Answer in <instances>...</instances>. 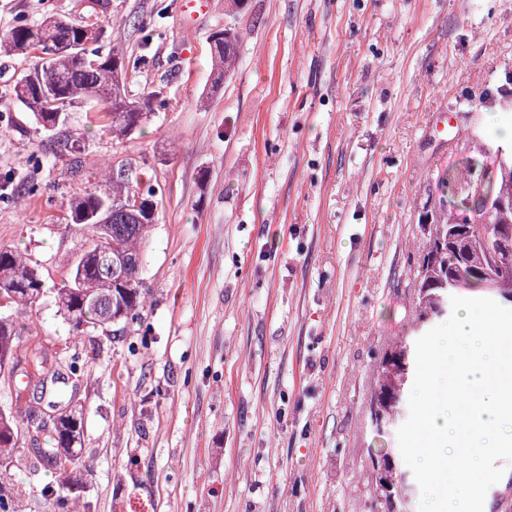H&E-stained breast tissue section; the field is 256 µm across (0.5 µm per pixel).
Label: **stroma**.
I'll list each match as a JSON object with an SVG mask.
<instances>
[{"instance_id":"stroma-1","label":"stroma","mask_w":512,"mask_h":512,"mask_svg":"<svg viewBox=\"0 0 512 512\" xmlns=\"http://www.w3.org/2000/svg\"><path fill=\"white\" fill-rule=\"evenodd\" d=\"M101 16V51L135 63L130 97L158 90L149 122L117 139L103 103L44 131L13 96L34 55L0 52V244L47 288L92 238L72 197L109 173L151 176L156 220L140 277L141 324L72 347L52 296L20 347L80 364L78 479L91 512H365L368 453L399 455L368 426L370 372L410 335L409 301L435 178L474 148L473 127L512 124V0H0V32L51 16ZM236 30L215 80L209 36ZM85 148L80 171L60 141ZM26 430L0 481L16 512H56L53 472L32 471Z\"/></svg>"}]
</instances>
